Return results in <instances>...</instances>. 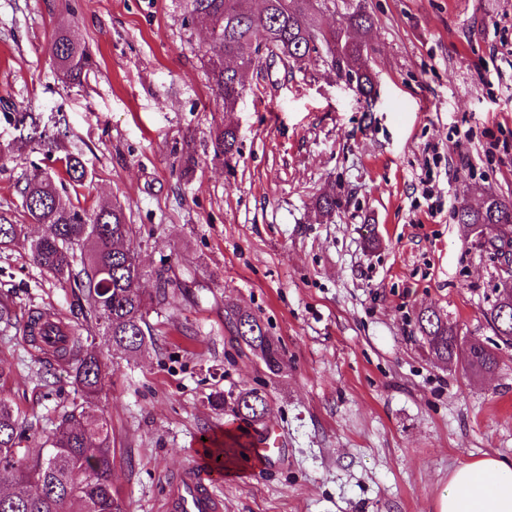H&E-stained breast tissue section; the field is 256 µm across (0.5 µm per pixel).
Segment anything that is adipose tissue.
<instances>
[{"label":"adipose tissue","instance_id":"obj_1","mask_svg":"<svg viewBox=\"0 0 512 512\" xmlns=\"http://www.w3.org/2000/svg\"><path fill=\"white\" fill-rule=\"evenodd\" d=\"M438 512H512V462L486 457L456 468Z\"/></svg>","mask_w":512,"mask_h":512}]
</instances>
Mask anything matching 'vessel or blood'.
Wrapping results in <instances>:
<instances>
[{
  "mask_svg": "<svg viewBox=\"0 0 512 512\" xmlns=\"http://www.w3.org/2000/svg\"><path fill=\"white\" fill-rule=\"evenodd\" d=\"M258 459L269 460L280 456L284 442L270 429L252 434ZM219 473L208 454H198L194 462L179 473L170 483L167 508L169 512H223L224 500L215 487Z\"/></svg>",
  "mask_w": 512,
  "mask_h": 512,
  "instance_id": "b4317fda",
  "label": "vessel or blood"
}]
</instances>
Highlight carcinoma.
Wrapping results in <instances>:
<instances>
[{
    "label": "carcinoma",
    "mask_w": 512,
    "mask_h": 512,
    "mask_svg": "<svg viewBox=\"0 0 512 512\" xmlns=\"http://www.w3.org/2000/svg\"><path fill=\"white\" fill-rule=\"evenodd\" d=\"M320 10L312 0H182L185 21L209 35L203 57L215 101L226 109L235 92L238 74L259 64L260 50L273 53L288 69L312 63L342 80L355 76L361 96L370 98L375 85L371 50L363 38L372 17L360 0H329ZM338 16L332 27L322 23L323 13ZM51 54L62 79L81 83L90 65L85 47L63 28L55 31ZM236 131L224 126L212 137L214 158L233 151ZM61 162L69 183L80 186L88 170L80 156L70 152ZM21 207L30 223L44 232L30 245L33 262L58 284L77 288L85 308L83 334L67 335L66 344L47 352L50 359L71 370L75 397L63 410L42 446L26 448L29 429L19 409L0 396V470L9 472L0 482V512H122L112 487V422L99 407L107 391L108 363L85 345L99 344L130 353L145 349L153 336L149 317L171 303L169 289L177 283L163 275L153 294L140 288L144 271L133 246L135 227L124 208L103 205L87 213L77 210L60 193L55 175L34 169L20 189ZM320 218L336 211V197L322 194L314 201ZM457 223L472 227L494 225L499 245L512 243V201L496 194L483 196L480 205L457 208ZM25 225L0 214V250L10 248L24 233ZM485 320L496 336L512 342V310L503 313L497 301L488 304ZM39 312L19 318L14 303L0 300V331H23L33 343L42 337ZM225 320L232 341L259 356L269 374L284 368L279 344L253 313L232 306ZM420 341L438 359L454 354L458 325L434 311L420 310L416 323ZM98 342H92L93 338ZM476 375H492L499 361L481 345L470 348L464 360ZM236 419L247 427L262 421L269 407L268 395L242 389L229 398Z\"/></svg>",
    "instance_id": "1"
}]
</instances>
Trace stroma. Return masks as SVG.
Masks as SVG:
<instances>
[{
  "label": "stroma",
  "instance_id": "obj_1",
  "mask_svg": "<svg viewBox=\"0 0 512 512\" xmlns=\"http://www.w3.org/2000/svg\"><path fill=\"white\" fill-rule=\"evenodd\" d=\"M373 18L376 93L360 101L322 68L284 71L265 59L244 78L234 111H216L200 57L202 31L179 0H0V212L22 221L19 190L33 168L59 170L31 137L60 138L89 172L70 193L79 210L118 203L154 292L179 281L153 318L154 343L111 356L100 403L112 421V486L125 512H164L170 480L202 440L231 430L213 396H269L264 426L286 452L253 475H225L224 512H435L456 467L512 460V347L476 378L433 361L419 308L448 313L462 335L496 338L483 311L501 283L495 259L455 220L483 194L512 199V52L493 25L512 0H365ZM69 28L91 64L61 81L50 46ZM235 128L233 154L210 134ZM443 155L442 214L420 202L428 145ZM194 165H187V158ZM336 196L331 222L312 209ZM375 225L377 249L362 228ZM37 225L0 252V295L73 328L74 290L29 258ZM258 316L278 341L281 374L230 339L224 308ZM0 388L41 446L74 396L62 368L22 336L0 335Z\"/></svg>",
  "mask_w": 512,
  "mask_h": 512
}]
</instances>
